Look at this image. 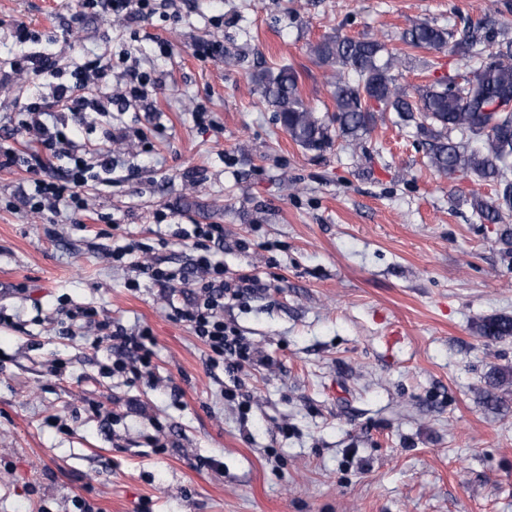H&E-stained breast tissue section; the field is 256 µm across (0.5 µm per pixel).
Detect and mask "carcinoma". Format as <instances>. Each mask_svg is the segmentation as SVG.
I'll return each instance as SVG.
<instances>
[{"label": "carcinoma", "mask_w": 512, "mask_h": 512, "mask_svg": "<svg viewBox=\"0 0 512 512\" xmlns=\"http://www.w3.org/2000/svg\"><path fill=\"white\" fill-rule=\"evenodd\" d=\"M401 40L413 49L446 48L463 61L466 72L409 89L394 74L403 50L389 52L373 38L327 35L311 52L336 71L335 112L317 115L289 66H262L252 73V82L290 139L309 152L329 148L334 131L357 145L370 131L374 112L397 113L422 137L428 167L450 178L474 176L490 187L487 194L472 193L471 205L481 222L511 224L512 40H501L498 29L487 23L456 31L421 23ZM349 72L354 79L346 78ZM479 334L488 339L512 336V316L483 322Z\"/></svg>", "instance_id": "1"}]
</instances>
